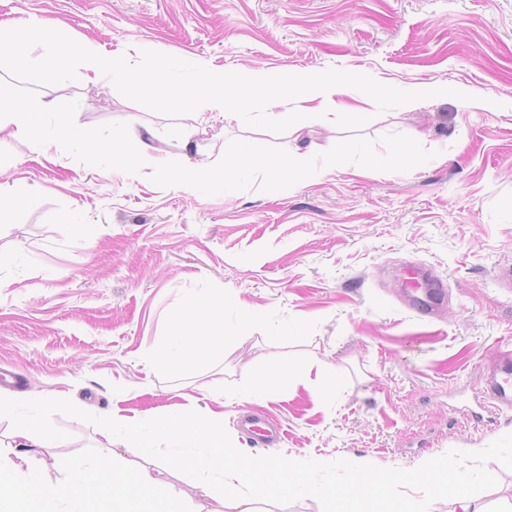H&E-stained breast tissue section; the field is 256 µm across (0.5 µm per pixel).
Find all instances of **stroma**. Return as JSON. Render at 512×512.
I'll use <instances>...</instances> for the list:
<instances>
[{"label": "stroma", "mask_w": 512, "mask_h": 512, "mask_svg": "<svg viewBox=\"0 0 512 512\" xmlns=\"http://www.w3.org/2000/svg\"><path fill=\"white\" fill-rule=\"evenodd\" d=\"M35 21L133 61L148 49L215 72L334 68L474 95L382 111L350 87L340 103L369 122L314 123L297 141L219 113L170 117L108 81L40 87L43 105L78 100L80 127L128 123L146 160L127 174L0 131V188L12 198L0 214V374L25 380L10 396L49 401L61 438L34 451L47 478L60 460L101 455L102 410L196 404L223 414L226 447L319 457L339 483L352 458L396 477L378 498L291 499L269 486L258 495L266 512H450V493L413 478L447 461L492 471L496 482L472 493L489 512H512V411L465 418L479 409L486 364L512 350V288L498 278L512 267V0H0V29ZM243 144L261 157L299 148L310 164L257 167L239 196L176 182L188 165L223 173ZM348 145L359 155L345 156ZM403 147L410 172L384 167ZM70 212L79 226L64 222ZM412 264L442 282L439 315L411 308L401 271ZM206 293L234 299L224 322L243 339L169 372L153 347L185 301ZM286 320L301 334L277 333ZM285 361L307 382L274 400L233 398L244 382L265 389ZM326 379L336 401L316 396ZM249 410L270 413L283 440L255 444L237 424ZM127 457L206 512H231L162 453Z\"/></svg>", "instance_id": "stroma-1"}]
</instances>
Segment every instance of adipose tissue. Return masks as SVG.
I'll return each mask as SVG.
<instances>
[{"label":"adipose tissue","mask_w":512,"mask_h":512,"mask_svg":"<svg viewBox=\"0 0 512 512\" xmlns=\"http://www.w3.org/2000/svg\"><path fill=\"white\" fill-rule=\"evenodd\" d=\"M251 151H239L225 169L223 178L193 167L178 177L195 192H242L240 174L260 165ZM227 297L209 294L188 299L176 315L171 331L155 345L157 362L179 370L190 361L208 356L215 349L239 341L238 329L226 328ZM44 398L17 399L0 395V420L14 422L12 440L0 444V512H88L90 500L106 494L153 496L163 499L167 488L158 484L149 470L128 469L119 447L134 443L144 457L164 448L168 464L192 473L198 484L224 489L257 474L284 476L283 493L291 498H330L333 484L328 464L316 459H283L227 453L224 450V416L207 410L197 412L173 406L149 418H131L110 409L100 416L101 434L107 451L97 459L73 458L63 466L64 479L44 481L33 451L50 447L58 438L46 418Z\"/></svg>","instance_id":"1"}]
</instances>
